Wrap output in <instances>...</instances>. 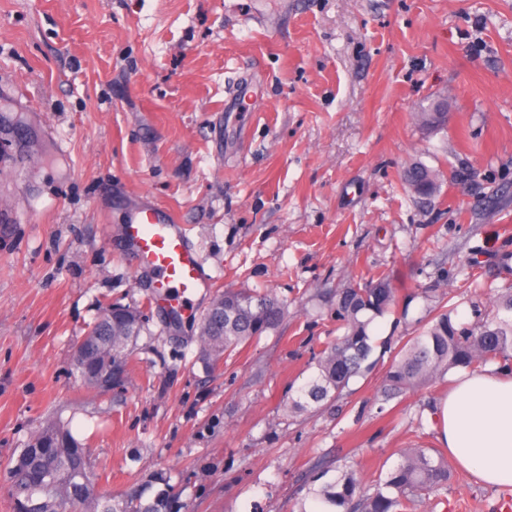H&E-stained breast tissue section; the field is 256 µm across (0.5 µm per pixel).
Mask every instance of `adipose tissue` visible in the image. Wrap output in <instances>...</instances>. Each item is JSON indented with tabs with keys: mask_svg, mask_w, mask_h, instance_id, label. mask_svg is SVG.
<instances>
[{
	"mask_svg": "<svg viewBox=\"0 0 512 512\" xmlns=\"http://www.w3.org/2000/svg\"><path fill=\"white\" fill-rule=\"evenodd\" d=\"M439 439L487 485H512V373L458 377L433 409Z\"/></svg>",
	"mask_w": 512,
	"mask_h": 512,
	"instance_id": "ef3b65f1",
	"label": "adipose tissue"
}]
</instances>
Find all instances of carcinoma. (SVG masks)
Here are the masks:
<instances>
[{
  "label": "carcinoma",
  "mask_w": 512,
  "mask_h": 512,
  "mask_svg": "<svg viewBox=\"0 0 512 512\" xmlns=\"http://www.w3.org/2000/svg\"><path fill=\"white\" fill-rule=\"evenodd\" d=\"M407 181L422 196L433 193L434 172L423 164L409 168ZM490 319L468 326L443 310L431 325L406 342L392 357L383 381L386 400L407 396L454 369H478L512 361V291L495 299ZM399 305L398 289L385 277L344 289L336 303V336L308 364V378L291 390V412L318 410L336 402L352 379L370 373L391 343L376 340L369 326ZM286 314L283 300L273 294L226 289L200 319V360L213 367L224 354L240 350L274 331ZM144 328L140 311L110 306L90 326L77 346L73 371L85 384L104 392L124 386L128 356ZM336 472L332 478L330 472ZM450 465L434 448H406L399 463L378 477L369 490L362 487L354 466L322 464L299 488L292 512H416L448 486ZM14 512H61L71 500L78 512H182L180 493L164 472L151 474L123 495L96 490L99 477L91 451L60 420L48 422L35 441L20 449L8 467Z\"/></svg>",
  "instance_id": "obj_1"
}]
</instances>
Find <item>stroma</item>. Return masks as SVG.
Segmentation results:
<instances>
[{"mask_svg":"<svg viewBox=\"0 0 512 512\" xmlns=\"http://www.w3.org/2000/svg\"><path fill=\"white\" fill-rule=\"evenodd\" d=\"M448 102L445 122L419 114ZM437 170L429 198L404 169ZM149 198L198 244L214 289L288 303L276 331L214 370L161 305L121 234ZM0 512L6 468L50 420L88 439L118 494L168 471L188 512H290L322 456L362 485L436 448L455 373L383 401L289 412L290 386L336 334L341 289L388 277L409 336L440 307L471 324L512 288V0H0ZM145 331L114 392L74 376L104 307ZM436 507L496 512L512 486L451 464Z\"/></svg>","mask_w":512,"mask_h":512,"instance_id":"obj_1","label":"stroma"}]
</instances>
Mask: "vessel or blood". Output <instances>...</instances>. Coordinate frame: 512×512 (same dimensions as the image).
Here are the masks:
<instances>
[{"mask_svg": "<svg viewBox=\"0 0 512 512\" xmlns=\"http://www.w3.org/2000/svg\"><path fill=\"white\" fill-rule=\"evenodd\" d=\"M123 234L133 249L137 266L150 269L155 286L168 308L184 313L201 290L209 288L207 273L187 225L158 205L139 208Z\"/></svg>", "mask_w": 512, "mask_h": 512, "instance_id": "1", "label": "vessel or blood"}]
</instances>
